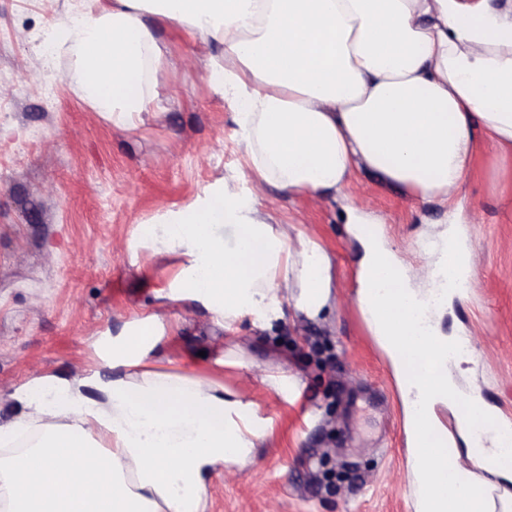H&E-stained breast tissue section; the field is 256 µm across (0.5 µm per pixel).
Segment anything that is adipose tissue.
<instances>
[{
    "mask_svg": "<svg viewBox=\"0 0 512 512\" xmlns=\"http://www.w3.org/2000/svg\"><path fill=\"white\" fill-rule=\"evenodd\" d=\"M156 20L221 45L210 80L236 108L250 168L290 194L343 193L369 169L416 199L444 200L468 178L477 137L493 153L512 150V8L493 0H107L56 33L76 57L85 102L113 122L145 108L161 65ZM256 206L217 191L150 227L153 247L183 259L173 294L228 326L246 313L277 318L289 283L296 307L317 315L331 288L326 250L311 239L291 246L255 219ZM363 246L356 303L396 371L408 422L438 429L435 406L460 401L454 383L444 371L412 380L405 361L435 358L448 339L418 331V294L377 230ZM165 333L149 317L113 336L105 362L116 374L91 380L97 399L49 377L19 393L28 412L0 426V446L41 434L0 456L10 512H205L211 473L254 459L270 420L223 384L155 371ZM458 453L412 452L416 512H483L472 472L443 467Z\"/></svg>",
    "mask_w": 512,
    "mask_h": 512,
    "instance_id": "1",
    "label": "adipose tissue"
}]
</instances>
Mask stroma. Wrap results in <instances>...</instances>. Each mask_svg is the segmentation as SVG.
Returning <instances> with one entry per match:
<instances>
[{
  "label": "stroma",
  "mask_w": 512,
  "mask_h": 512,
  "mask_svg": "<svg viewBox=\"0 0 512 512\" xmlns=\"http://www.w3.org/2000/svg\"><path fill=\"white\" fill-rule=\"evenodd\" d=\"M104 2L0 0V425L18 416L28 381L102 370L106 335L156 316L168 328L156 371L224 383L273 422L251 465L212 477L207 512H415L411 427L355 302L361 247L344 202L291 195L252 174L234 108L209 80L220 47L178 25H156L162 64L145 111L127 126L95 112L69 44L46 38ZM217 189L257 198L266 223L329 253L335 274L319 315L296 310L285 284L282 316L264 325L246 314L226 328L169 298L180 257L132 242ZM352 194L421 291L431 281L420 241L452 227L468 238L472 286L435 313L441 332L466 346L448 373L462 397L512 423V161L477 146L449 208L364 170ZM281 372L298 381L291 397L263 382Z\"/></svg>",
  "instance_id": "35a3bbf8"
}]
</instances>
